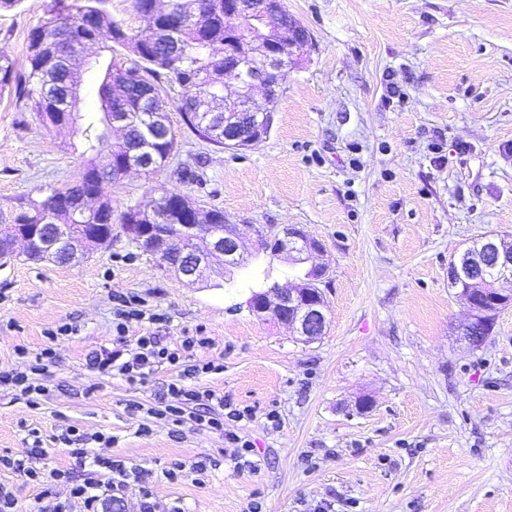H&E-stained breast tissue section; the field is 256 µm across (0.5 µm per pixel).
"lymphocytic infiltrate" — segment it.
Returning a JSON list of instances; mask_svg holds the SVG:
<instances>
[{
  "mask_svg": "<svg viewBox=\"0 0 512 512\" xmlns=\"http://www.w3.org/2000/svg\"><path fill=\"white\" fill-rule=\"evenodd\" d=\"M57 337L56 331H48L49 344L40 353L29 354L26 348H18L17 355L23 361L21 368L0 375V385H8L28 399L35 400L45 394V387L37 377L55 358L51 345ZM212 343L207 336H186L181 343L170 346L161 337L148 335L139 337L135 349L117 345L95 357L93 365L100 372L124 378L128 382H143L161 365L176 368L178 374L167 384L160 405L148 407L147 415L171 422L178 426L189 421L194 425L221 431L225 419L244 420L250 418L251 410L228 409L223 395L200 385L201 376L222 371V363L216 360L192 362L196 350L208 348ZM59 442L66 446L69 454L80 464L86 465L85 478L72 479L69 472L59 471L46 475L35 462L36 455L24 458L0 457V468L33 482L45 477L64 482L68 487L65 499H54L39 512H102L106 500L117 498L131 484L144 481V472L137 466H126L122 461L104 458L92 452L88 446L89 436L80 427L72 425L59 435Z\"/></svg>",
  "mask_w": 512,
  "mask_h": 512,
  "instance_id": "f902f5d3",
  "label": "lymphocytic infiltrate"
}]
</instances>
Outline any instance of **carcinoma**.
Segmentation results:
<instances>
[{"label": "carcinoma", "mask_w": 512, "mask_h": 512, "mask_svg": "<svg viewBox=\"0 0 512 512\" xmlns=\"http://www.w3.org/2000/svg\"><path fill=\"white\" fill-rule=\"evenodd\" d=\"M108 0H51L46 15L32 30L28 46L29 72L16 77L14 65L0 57V94L15 91L37 112L46 126L75 129L86 145L88 160L76 185L57 189L45 197H28L9 209L0 208L1 224H73L75 218L59 199L93 191L106 180L124 176L112 159L128 155V142L112 141L110 118L119 105L135 117L137 151L152 157L144 171L149 178L175 152L174 129L165 135L150 120L155 112L167 111L166 89L181 90L178 110L184 122L202 138L224 146V0H163L158 26L137 30L106 8ZM121 32L112 38L110 62L99 89L102 118L78 125L80 115L73 109L77 97L71 94L52 99L45 93L47 82L63 89L75 85L74 65L86 57L100 55L103 30ZM103 224L112 233V199L101 198L96 210L85 220ZM495 276L487 273L479 283L463 284L468 295L478 298L494 288Z\"/></svg>", "instance_id": "cac0c4a2"}]
</instances>
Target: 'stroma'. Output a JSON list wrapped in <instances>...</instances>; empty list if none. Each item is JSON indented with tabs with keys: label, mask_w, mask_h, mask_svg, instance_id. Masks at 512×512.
I'll return each mask as SVG.
<instances>
[{
	"label": "stroma",
	"mask_w": 512,
	"mask_h": 512,
	"mask_svg": "<svg viewBox=\"0 0 512 512\" xmlns=\"http://www.w3.org/2000/svg\"><path fill=\"white\" fill-rule=\"evenodd\" d=\"M50 0L0 12V55L28 69L31 30ZM309 42L289 68L269 134L245 150L202 139L167 96L177 148L153 179L135 171L105 182L118 207L143 205L148 185L223 211L228 223L268 231L297 224L326 246L324 335L305 343L246 308L251 292L291 281L287 260L250 251L225 275L180 281L132 244L111 243L77 265H0V373L18 347L54 362L37 402L0 386V456L22 457L38 431L44 471L84 468L54 434L70 425L110 435L97 454L143 467L154 497L184 512H512V305L478 346L464 342L468 311L448 265L486 235L512 240V0H286ZM79 134L43 125L15 96H0V203L75 183ZM161 324L115 331L122 299ZM203 333L194 360L224 369L203 386L250 419L223 432L150 421L134 403H157L173 376L159 367L130 383L87 357L151 333L175 343ZM371 408H362V401ZM277 422H269L268 413ZM149 434H142L143 424ZM250 440L237 459L225 433ZM206 469L197 481L192 465ZM184 466L182 480L165 473ZM19 512L45 492L7 471Z\"/></svg>",
	"instance_id": "1"
}]
</instances>
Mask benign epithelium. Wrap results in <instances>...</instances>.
Masks as SVG:
<instances>
[{
  "mask_svg": "<svg viewBox=\"0 0 512 512\" xmlns=\"http://www.w3.org/2000/svg\"><path fill=\"white\" fill-rule=\"evenodd\" d=\"M270 0H259L253 7L245 0H224V73L238 68L239 54L235 47L258 56L262 64L254 70L250 80L238 93L224 94V142L227 147L246 149L267 136L266 124L272 122L269 107L252 105V91L260 86L266 101L279 96L283 76L295 52L305 48L308 38L300 24L289 17L278 25L242 29L231 21L244 15L268 18ZM139 218L143 224H130L126 232L130 240L147 246L161 267L180 278L195 282L209 267L211 258H224V270L241 267L247 261L244 240L253 239L254 249L268 250L296 266L324 250L321 240L308 236L299 226L285 224L274 234L259 229L246 231L239 224H212L210 216L197 208L186 196L165 193L141 207ZM111 235L97 229L95 224H83L81 230L72 224H54L45 229L43 224H1L0 254H23L33 250L53 261L59 256L71 264L81 263L90 251L110 243ZM455 271L462 268L481 280L484 271L492 268L499 279L512 280V241L505 238H484L480 250L454 263ZM463 304L470 312L469 324L487 325L493 310L485 303L466 299ZM248 308L259 320H274L288 327L303 341L320 337L326 329V301L312 292L305 283L282 286L277 282L253 293Z\"/></svg>",
  "mask_w": 512,
  "mask_h": 512,
  "instance_id": "benign-epithelium-1",
  "label": "benign epithelium"
}]
</instances>
